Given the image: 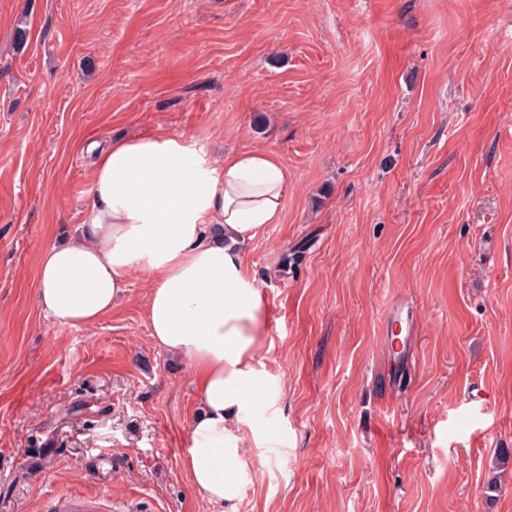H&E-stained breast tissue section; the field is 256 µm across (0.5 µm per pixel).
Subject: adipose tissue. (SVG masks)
Listing matches in <instances>:
<instances>
[{
	"mask_svg": "<svg viewBox=\"0 0 512 512\" xmlns=\"http://www.w3.org/2000/svg\"><path fill=\"white\" fill-rule=\"evenodd\" d=\"M90 149L79 233L43 249L39 307L55 322L92 326L111 312L132 272L145 274L150 336L188 362L198 398L183 468L199 497L232 501L251 470L242 414L271 386L257 361L267 308L246 246L280 223L288 171L267 151L218 159L169 132Z\"/></svg>",
	"mask_w": 512,
	"mask_h": 512,
	"instance_id": "obj_1",
	"label": "adipose tissue"
}]
</instances>
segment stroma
Segmentation results:
<instances>
[{
  "instance_id": "35a3bbf8",
  "label": "stroma",
  "mask_w": 512,
  "mask_h": 512,
  "mask_svg": "<svg viewBox=\"0 0 512 512\" xmlns=\"http://www.w3.org/2000/svg\"><path fill=\"white\" fill-rule=\"evenodd\" d=\"M147 130L288 170L246 248L273 393L240 428L276 436L238 512H512V0H0V512H226L182 468L197 396L145 276L90 327L37 301L88 143Z\"/></svg>"
}]
</instances>
